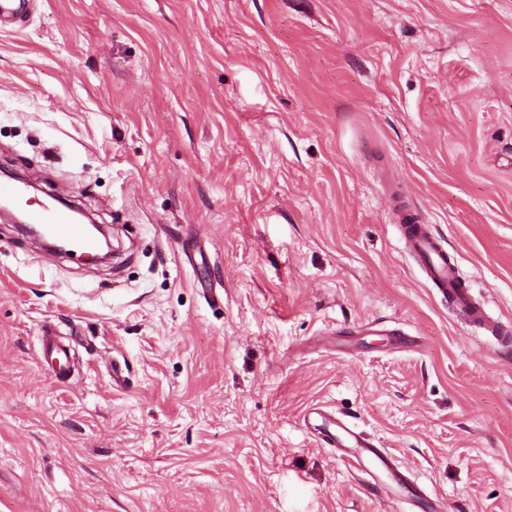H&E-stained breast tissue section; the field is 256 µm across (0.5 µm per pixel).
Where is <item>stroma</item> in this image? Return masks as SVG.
<instances>
[{
    "label": "stroma",
    "instance_id": "1",
    "mask_svg": "<svg viewBox=\"0 0 512 512\" xmlns=\"http://www.w3.org/2000/svg\"><path fill=\"white\" fill-rule=\"evenodd\" d=\"M0 168L121 242L87 266L0 219V512H420L310 407L446 512H512V343L387 197L512 330V0H32ZM398 212L401 213L400 226L404 243L417 260L431 287L443 295L447 294L455 306L465 310L473 322L486 325L494 336H509L499 325L489 323L484 309L473 303L468 288L461 282L455 261L448 255V250L429 225L416 219L401 203L398 205ZM52 331L43 334L42 355L44 361L52 369L56 380L65 382L68 378L70 348L56 339ZM321 424H313L319 421ZM307 426H314L321 435L323 443L330 448L348 455L353 460L354 469L374 478L372 468L386 470L392 481L403 486L409 481L395 464L392 455L384 448L377 446L356 427L341 418H336L320 409H315L305 416Z\"/></svg>",
    "mask_w": 512,
    "mask_h": 512
}]
</instances>
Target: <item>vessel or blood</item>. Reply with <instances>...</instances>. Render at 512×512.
<instances>
[{"label":"vessel or blood","mask_w":512,"mask_h":512,"mask_svg":"<svg viewBox=\"0 0 512 512\" xmlns=\"http://www.w3.org/2000/svg\"><path fill=\"white\" fill-rule=\"evenodd\" d=\"M29 7V0H0V31L12 30L20 25L27 17ZM26 221L43 225L50 238L67 243L79 257H87L96 250L86 225L77 223L62 207L49 202L40 203L27 210ZM400 226L408 251L417 260L431 287L447 295L455 306L468 313L473 322L488 324L493 335H502V327L489 323L484 309L474 304L468 288L461 282L455 261L429 225L405 210L400 215ZM42 355L55 379L66 381L70 348L57 340L52 331L43 334ZM304 421L316 425L325 445L348 455L357 472L367 475L372 469L380 468L386 470L397 485L407 483V476L399 470L392 455L386 449L377 447L354 425L319 409L310 412Z\"/></svg>","instance_id":"b4317fda"}]
</instances>
